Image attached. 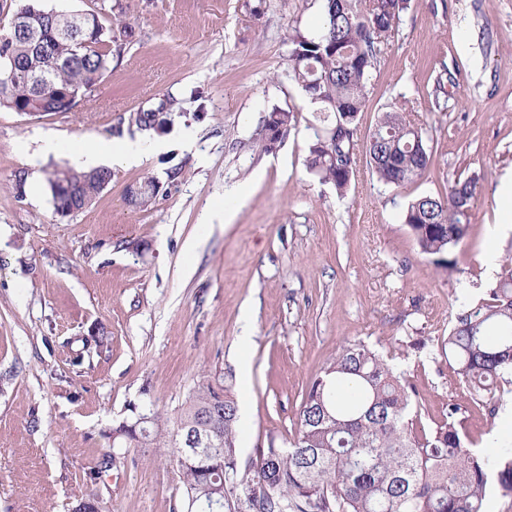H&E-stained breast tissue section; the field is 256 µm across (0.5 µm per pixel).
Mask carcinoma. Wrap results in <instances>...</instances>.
<instances>
[{"mask_svg": "<svg viewBox=\"0 0 512 512\" xmlns=\"http://www.w3.org/2000/svg\"><path fill=\"white\" fill-rule=\"evenodd\" d=\"M410 0H321L316 33L291 28L286 77L318 104L321 127L309 148L307 168L339 195L351 185L359 142L358 114L382 46ZM42 0H19L16 14L38 25ZM114 7L101 3L83 13V48L66 36L49 38L38 58L14 36V22L0 27V55L8 51L22 67L39 64V84L0 58V108L38 114L70 112L75 103L61 91H87L112 64L116 39L104 24ZM175 102L134 112L128 125L163 134ZM415 107L386 112L367 137L366 163L382 184L399 188L422 177L431 164L428 130L415 123ZM291 110L272 108L261 127L267 152L294 127ZM112 169L57 167L48 178L54 210L82 208L103 192ZM131 204L147 207L158 184L145 179L127 188ZM477 181L456 180L442 196L423 195L403 214L421 254L448 273L458 270L456 247L470 227ZM440 356L467 393V403L450 402L425 422L426 406L415 387L398 373L395 354L367 343L349 342L328 359L310 382L297 427L285 448L274 441L239 462V405L232 382L208 376L190 393L174 422L148 409L112 429V440L136 448H168L184 488L183 509L210 512L209 500L224 499L226 512H485L487 488L495 480L512 496V459L493 458L466 445L465 423L478 414L493 425L492 401L512 385V265L477 301L461 306L442 337ZM211 431L212 454L203 461L182 457L180 433L193 425Z\"/></svg>", "mask_w": 512, "mask_h": 512, "instance_id": "cac0c4a2", "label": "carcinoma"}]
</instances>
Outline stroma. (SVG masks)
Returning <instances> with one entry per match:
<instances>
[{
    "label": "stroma",
    "mask_w": 512,
    "mask_h": 512,
    "mask_svg": "<svg viewBox=\"0 0 512 512\" xmlns=\"http://www.w3.org/2000/svg\"><path fill=\"white\" fill-rule=\"evenodd\" d=\"M136 36L69 112L0 108V512H181L167 450L121 447L97 484L85 473L133 409L174 418L203 377L233 376L239 458L283 443L325 362L363 340L407 357L430 415L465 395L435 354L461 294L480 297L512 253V0H412L378 60L359 128L410 102L433 164L401 188L378 183L357 153L346 196L309 173L315 107L287 80L289 29L314 30L304 0H121ZM454 79L438 86L442 70ZM178 111L168 149L112 169L94 203L55 214L54 166L80 144L156 133L130 113L166 97ZM293 110L285 142L254 134L272 106ZM47 153H40V146ZM155 178L145 209L127 186ZM476 179L470 229L449 274L419 253L402 221L409 202ZM242 206L230 223L208 212ZM103 332L100 346L82 340ZM469 419L474 450L512 449V423Z\"/></svg>",
    "instance_id": "35a3bbf8"
}]
</instances>
